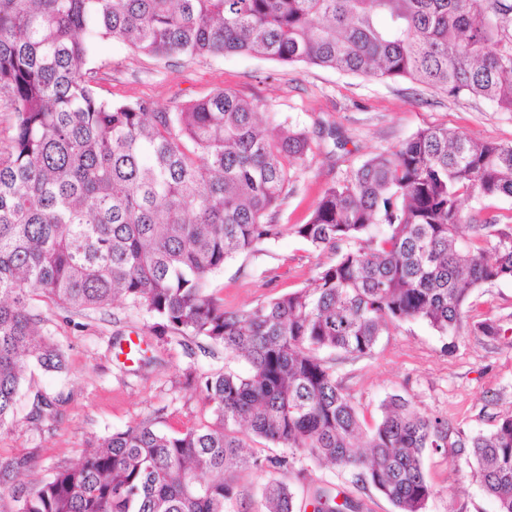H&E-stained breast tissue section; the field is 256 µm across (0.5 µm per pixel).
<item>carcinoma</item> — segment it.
Listing matches in <instances>:
<instances>
[{
	"label": "carcinoma",
	"mask_w": 512,
	"mask_h": 512,
	"mask_svg": "<svg viewBox=\"0 0 512 512\" xmlns=\"http://www.w3.org/2000/svg\"><path fill=\"white\" fill-rule=\"evenodd\" d=\"M108 37L154 58L246 54L405 79L512 112V0H0V100L14 114L0 150V430L30 365L64 369L36 297L72 315L128 301L153 334L248 366L189 371L209 424L141 422L19 494L4 486L14 462L0 461V495H16V512H234L239 473L267 466L283 476L258 512H298L293 459H260L247 444L259 439L351 474L396 512H425L423 452L451 445L497 512H512V415L468 434L394 394L366 429L323 357L366 356L408 320L452 336L478 288L512 280V223L492 207L512 198V143L422 129L324 188L306 223L278 224L311 137L224 89L176 112L105 100L89 63ZM288 233L335 259L309 288L224 310L211 277ZM473 330L512 347L490 319ZM57 416V400L36 393L29 421ZM338 497L316 490L313 512L361 508Z\"/></svg>",
	"instance_id": "1"
}]
</instances>
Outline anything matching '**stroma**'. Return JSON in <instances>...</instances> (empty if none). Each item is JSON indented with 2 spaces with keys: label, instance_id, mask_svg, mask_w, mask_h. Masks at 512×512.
<instances>
[{
  "label": "stroma",
  "instance_id": "stroma-1",
  "mask_svg": "<svg viewBox=\"0 0 512 512\" xmlns=\"http://www.w3.org/2000/svg\"><path fill=\"white\" fill-rule=\"evenodd\" d=\"M91 65L98 92L115 101L144 100L173 112L224 88L306 130L314 149L280 206V224L304 223L327 184L420 129L444 126L476 140L512 143V112L474 97L434 94L406 80L380 81L251 55L155 59L110 39L97 42ZM330 259V253L312 252L288 235L227 261L210 288L225 310L240 311L310 286L319 265ZM34 312L40 330L63 352L65 368L28 371L29 395L21 399L14 425L0 431V460L24 464L12 475L14 486H35L77 463L85 448L143 421L170 433L208 424L210 408L189 383L188 370L244 368L225 358L223 348L152 335L148 314L123 301L69 315L38 300ZM464 312L468 324L456 336L410 320L381 336L370 355L337 360L336 377L366 424L374 423L381 401L392 394L469 434L490 431L512 415V348L493 346L470 326L488 318L512 327V281L479 288ZM119 337L141 340L147 364L117 359L113 344ZM36 392L59 399L56 421H27L29 396ZM423 468L435 489L426 512H496L473 478L466 453L426 449ZM288 481L302 504L323 487L344 491L361 512H395L374 489L303 456L295 458Z\"/></svg>",
  "mask_w": 512,
  "mask_h": 512
}]
</instances>
